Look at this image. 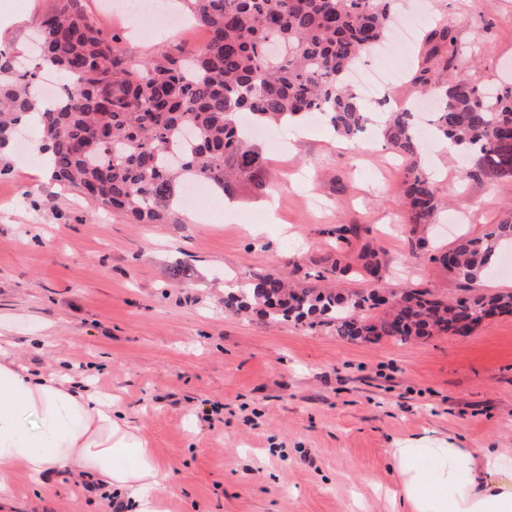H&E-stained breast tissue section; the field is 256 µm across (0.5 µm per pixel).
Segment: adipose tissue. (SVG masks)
I'll return each instance as SVG.
<instances>
[{
    "label": "adipose tissue",
    "mask_w": 512,
    "mask_h": 512,
    "mask_svg": "<svg viewBox=\"0 0 512 512\" xmlns=\"http://www.w3.org/2000/svg\"><path fill=\"white\" fill-rule=\"evenodd\" d=\"M422 453L423 469L415 464ZM389 455L394 494L409 512H512V450L393 448ZM66 466L139 512H164L167 475L136 427L114 416L111 399L66 372L25 367L0 345V500L10 498L17 468L39 482Z\"/></svg>",
    "instance_id": "ef3b65f1"
}]
</instances>
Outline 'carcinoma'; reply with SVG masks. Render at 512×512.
Instances as JSON below:
<instances>
[{
    "instance_id": "obj_1",
    "label": "carcinoma",
    "mask_w": 512,
    "mask_h": 512,
    "mask_svg": "<svg viewBox=\"0 0 512 512\" xmlns=\"http://www.w3.org/2000/svg\"><path fill=\"white\" fill-rule=\"evenodd\" d=\"M207 32L200 47L175 44L135 63L87 11L84 0H59L40 23L36 56L25 70L20 56L0 49V147L16 127L36 124L50 179L127 217L133 224H183L177 186L199 180L225 194L240 179L256 193L269 183L261 149L238 122L292 131L318 112L336 136L357 142L371 125L377 136L407 158L397 204L413 234L433 223L440 206L431 175L420 166L423 146L412 113L371 117L364 98L348 83L359 60L382 43L390 28L391 0H183ZM448 28L428 31L433 44L412 81L432 85L439 43ZM62 77V94L44 102L31 94L42 69ZM436 136L471 156V178L512 179V83L480 86L464 77L448 82L432 113ZM357 224H340L336 250L360 236ZM512 240V218L479 237L461 236L431 257L465 284L480 277L500 241ZM354 268L327 255L313 278L351 275L359 291L291 286L276 269L255 275L224 294V310L252 306L274 322L323 326L350 341L406 342L413 337L472 331L495 309L512 315V292L472 294L454 300L428 288L391 289L378 297L386 268L365 244ZM383 310L376 315L374 311Z\"/></svg>"
}]
</instances>
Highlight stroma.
<instances>
[{
    "instance_id": "35a3bbf8",
    "label": "stroma",
    "mask_w": 512,
    "mask_h": 512,
    "mask_svg": "<svg viewBox=\"0 0 512 512\" xmlns=\"http://www.w3.org/2000/svg\"><path fill=\"white\" fill-rule=\"evenodd\" d=\"M183 31L157 33L85 0L104 32L122 37L135 61L168 43L202 45L205 35L181 0H167ZM58 0H0V45L26 50ZM419 35L444 25L439 56L471 82L512 76V0H397ZM420 43L380 65V86L411 109L426 101L409 82ZM283 137L261 144L273 196L240 182L232 201L202 190L185 224H131L48 181L41 134L0 150V334L19 363L65 371L112 396L168 475V512H408L390 495L388 451L409 448H512V315L467 335L405 343L346 341L326 329L271 323L257 312L224 309L230 284L275 268L311 273L336 245L339 224H362L387 267L389 287L428 288L461 297L463 283L429 250L460 235H481L512 214V181H465L467 160L436 153L446 200L426 230L428 251L411 250L400 208L406 165L385 142L346 147L310 121L275 154ZM186 266L189 286L169 268ZM83 473L60 469L43 484L25 469L0 512H113Z\"/></svg>"
}]
</instances>
